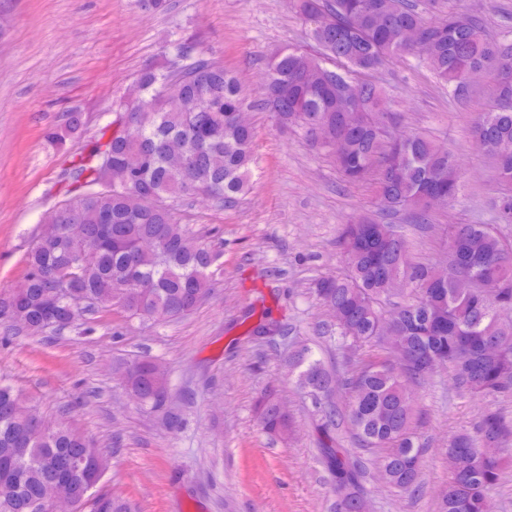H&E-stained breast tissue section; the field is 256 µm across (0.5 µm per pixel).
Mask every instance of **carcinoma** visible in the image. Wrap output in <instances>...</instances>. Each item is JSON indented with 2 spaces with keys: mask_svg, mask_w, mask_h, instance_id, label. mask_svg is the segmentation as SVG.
<instances>
[{
  "mask_svg": "<svg viewBox=\"0 0 512 512\" xmlns=\"http://www.w3.org/2000/svg\"><path fill=\"white\" fill-rule=\"evenodd\" d=\"M305 19L317 22L310 39L321 53L283 48L266 62L259 106L278 127H298L320 147L348 183L377 175L380 210L414 213L429 222L421 204L429 181L448 185L450 204L460 202L458 155L429 136L412 132L401 139L384 131L398 120L379 85L359 82L350 98L336 83L377 71L394 57H414L448 85L461 103L474 96L466 84L471 70L492 75L489 106L473 113L472 134L479 151L494 164L502 187L501 218L512 223V38H489L479 17L450 11L439 18L419 12L413 0H292ZM172 66L146 69L138 85L143 104L123 107L92 147L73 160L76 187L53 208L26 255V273L16 287L0 291V321L29 335L71 327L89 311L117 306L129 316L166 321L191 312L210 288L217 257L213 242L191 237L176 220L181 203L198 195L217 208L234 205L251 188L253 128L237 120L250 103L237 77L224 65L179 44ZM373 226L388 247L386 265L373 267L356 246L358 229ZM471 257L465 269L449 257L437 264L400 260L408 241L393 224L358 218L343 225L338 245L346 273L320 278L316 293L335 312L342 340L371 343L396 336L397 354L442 352L452 378L473 396L512 393V252L489 224H452ZM158 239L154 250L140 242ZM445 281L426 288L428 279ZM503 281L493 298L480 285ZM288 373L316 395L341 387L345 416L366 447L385 449L379 468L385 483L416 492L421 448L411 429L410 367L386 359L364 363L342 380L309 356L305 346L288 359ZM126 391L143 406L161 408L167 383L160 365L141 359L124 368ZM259 421L268 431L288 433V413L272 395L260 402ZM512 436V423L487 411L476 431L448 441L452 470L437 512H495L494 494L505 474L503 461L481 451ZM334 478L336 512H366L360 473L348 448H326ZM71 459L84 462L67 492L99 512H127L126 501L92 495L91 484L106 460L85 437L62 423L45 431L30 418L21 394L0 383V512H32L29 503L52 475H65Z\"/></svg>",
  "mask_w": 512,
  "mask_h": 512,
  "instance_id": "obj_1",
  "label": "carcinoma"
}]
</instances>
